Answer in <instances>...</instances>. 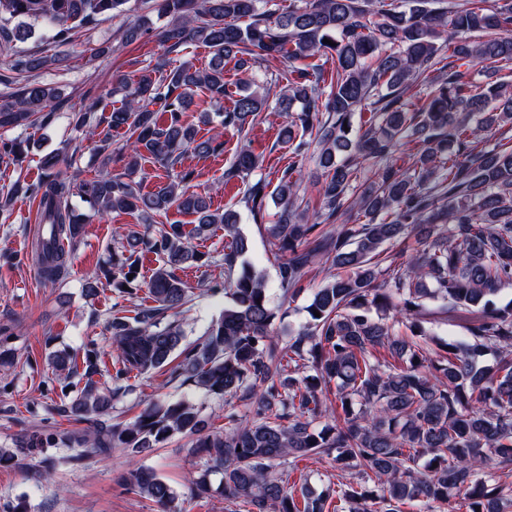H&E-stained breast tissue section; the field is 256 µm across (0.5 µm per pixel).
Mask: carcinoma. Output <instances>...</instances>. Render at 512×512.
Returning a JSON list of instances; mask_svg holds the SVG:
<instances>
[{
	"label": "carcinoma",
	"mask_w": 512,
	"mask_h": 512,
	"mask_svg": "<svg viewBox=\"0 0 512 512\" xmlns=\"http://www.w3.org/2000/svg\"><path fill=\"white\" fill-rule=\"evenodd\" d=\"M127 2L0 0V42L26 37V28L11 25L21 19L69 45L75 28ZM257 3L157 0L170 17L157 33L163 54L133 83L119 82L121 106L100 115L70 112V125L94 143L102 167L131 150L126 171L66 177L61 166L73 158L50 153L41 178L15 183L0 201L1 212L20 194L38 202L42 230L29 256L53 285L63 283L85 224L72 195L96 213L128 214L143 224L166 218L152 236L128 232L84 282L87 297L103 279L117 294H130L137 284L128 275L137 274L145 253L160 259L147 283L151 304L109 320L112 371L102 372L94 346L51 356L74 388L52 411L85 427L36 428L19 437L17 452L74 449L66 460L78 464L115 448L151 451L180 435L201 465L191 491L208 493L211 477L220 476L230 512H404L406 505L409 512H448L456 497L467 500L468 512H512V304L493 302L512 284V83L495 77L500 63L512 62V0H292L286 8L265 0L263 11ZM242 18L249 19L244 26ZM442 29L448 38L440 43ZM196 43L209 48L208 66H174L171 55ZM317 56L334 61L331 78L312 62ZM228 57L243 73L270 60L289 63L288 84L275 98L286 117L280 139L297 155L314 143L322 170L320 222L298 204L296 164L270 193L255 177L262 160L249 147L224 173L243 183L241 202L254 220L265 218L267 195L278 205L265 231L283 300L293 301L316 267L337 270L313 291L307 321L285 342L273 328L266 275L246 259L236 212L211 210L207 197L189 190L194 170L175 171L186 153L217 150L215 138L199 137L184 112L196 89L224 99ZM475 61L482 81L461 70ZM48 63L23 54L13 67L32 73ZM418 87L426 93L414 103L407 94ZM59 98L56 88L36 81L0 96V128L36 125ZM268 106V97L247 90L221 125L243 131ZM358 112L369 117L356 124ZM120 129L127 139L114 150L112 131ZM404 141L416 148L406 159L398 155ZM23 154V141L0 140L1 160ZM148 157L169 182L145 192L129 176ZM172 210L194 216L191 230L169 218ZM216 226L224 229L230 303L200 342L184 345L177 315L191 295L176 270L206 258L192 241ZM427 300L443 302L441 312L464 321L465 334L437 341ZM157 372L239 402L246 414L227 413L224 430L213 431L198 406L178 400L112 421L114 402L134 390L132 374ZM100 374L102 383L94 380ZM15 453L1 451L0 466ZM308 456L329 460L353 480L297 488L273 472ZM120 481L159 512H176L178 493L156 471L133 470Z\"/></svg>",
	"instance_id": "obj_1"
}]
</instances>
